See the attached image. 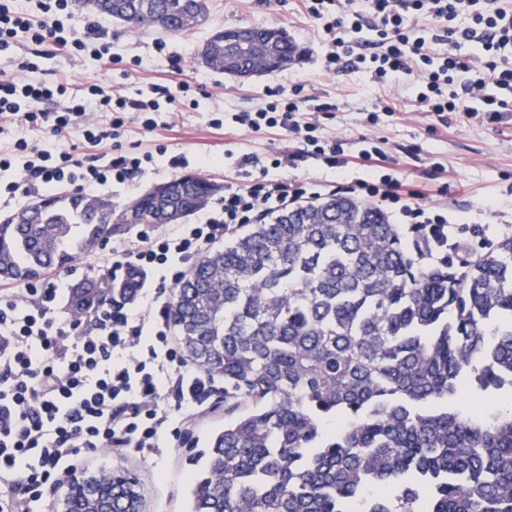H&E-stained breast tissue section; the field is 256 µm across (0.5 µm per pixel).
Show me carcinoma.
Masks as SVG:
<instances>
[{
  "mask_svg": "<svg viewBox=\"0 0 512 512\" xmlns=\"http://www.w3.org/2000/svg\"><path fill=\"white\" fill-rule=\"evenodd\" d=\"M131 31L184 34L210 0H78ZM283 29L240 26L202 45L222 71L292 62ZM222 187L172 178L135 207L153 224L204 208ZM120 225L79 192L0 224V279L67 268ZM381 209L331 195L280 212L199 258L168 316L186 357L224 378V429L193 483V512H512V238L457 273L429 261ZM119 293L102 273L72 288L79 323ZM479 401L467 410L462 399ZM68 512H92L80 489ZM118 470L113 512H141Z\"/></svg>",
  "mask_w": 512,
  "mask_h": 512,
  "instance_id": "cac0c4a2",
  "label": "carcinoma"
}]
</instances>
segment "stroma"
Instances as JSON below:
<instances>
[{"label": "stroma", "instance_id": "obj_1", "mask_svg": "<svg viewBox=\"0 0 512 512\" xmlns=\"http://www.w3.org/2000/svg\"><path fill=\"white\" fill-rule=\"evenodd\" d=\"M237 25L282 28L300 46L302 53L287 68L251 79H239L216 71L198 58L200 46L216 31ZM112 50L124 59L142 58L140 68L129 76L102 69L89 57L72 61L56 55L38 58V79L73 77L74 88L92 83L117 86L132 94L153 83L172 80V62H179L183 80L191 88L178 105L177 116L157 115L158 126L146 131L140 118L128 120L121 138L126 152L154 153L152 163L122 185L104 187L102 196L111 198L116 208H124L155 185L174 177L193 173L227 186L235 181L228 156L257 155L268 164L280 153L296 149L288 132L275 128L253 132L247 128L215 129L210 125L219 113L250 111L262 104L268 88L301 87L306 99L330 100L338 110L328 120L326 133L357 144L360 138L387 142L395 158L393 172L404 180L415 179L424 169L444 166L450 189L442 203L454 230L448 237V259L459 262L465 228L483 226L492 243L512 238V118L496 129H489L466 117L452 115L448 125H440L424 112L410 87L408 77H400L388 86L373 83L369 75L346 71L328 73L322 68L325 35L317 22L304 11L301 0H213L208 21L182 36H169L155 30L130 35L121 23L107 21ZM164 49H157V42ZM390 105L380 113L377 123L367 121V112L375 105ZM419 146L418 155L407 154L408 146ZM166 155H157V147ZM182 156L186 165L174 168L170 157ZM162 228L151 224L125 226L112 236L109 244L82 255L65 270L66 284L86 275L106 271L110 253L118 244L130 245L141 235L161 236ZM224 380H213L210 406L206 415L187 427L168 431L165 448H98L83 454L77 473L93 475L106 470H123L134 476L143 496V512H192V486L188 480L193 459L205 448L224 424Z\"/></svg>", "mask_w": 512, "mask_h": 512}]
</instances>
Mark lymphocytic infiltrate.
Listing matches in <instances>:
<instances>
[{
  "mask_svg": "<svg viewBox=\"0 0 512 512\" xmlns=\"http://www.w3.org/2000/svg\"><path fill=\"white\" fill-rule=\"evenodd\" d=\"M307 14L331 40L325 72L367 73L377 84L411 77L416 100L440 122L465 113L484 126L503 123L512 109V0H302ZM38 15L0 0V135L20 122L48 132L34 145L14 139L0 152V169L24 156V182H11L9 195L49 192L63 185L86 194L122 184L151 162V155L122 150L128 114H142L154 130L155 113L169 111L190 89L179 80L151 84L149 92L123 94L97 84L74 94L68 80L32 79L37 69L17 56L21 41L52 44L68 57L89 54L109 69L123 62L112 51L107 29L87 24L65 31L71 0H37ZM471 45L475 54H462ZM267 100L251 112L233 114L234 124L252 131L281 128L299 141L295 151L269 165L243 156L234 163L241 184L226 187L218 205L198 224H173L160 237H140L133 246L112 249V282L130 274L140 280L126 300L93 314L95 329L71 336L56 311L62 302L55 282L30 284L19 296L0 301V481L12 494L0 496V512H27L61 474L76 471L83 449L133 447L158 449L173 414L184 419L203 413L211 377L189 365L172 344L163 277L170 262L186 266L217 240L260 216L276 213L304 198L320 197L324 182H284L270 169L308 160L334 170L355 168L361 178L337 184V192L360 200L395 205L405 223L420 224L429 236L448 240V214L432 197L448 194V171L437 166L407 182L392 174L384 146L364 142L353 154L343 139L322 134V117L334 106L321 102L303 113L295 96L268 89ZM53 110H46V103ZM78 127L92 146L109 144L104 165H85L60 141Z\"/></svg>",
  "mask_w": 512,
  "mask_h": 512,
  "instance_id": "f902f5d3",
  "label": "lymphocytic infiltrate"
}]
</instances>
